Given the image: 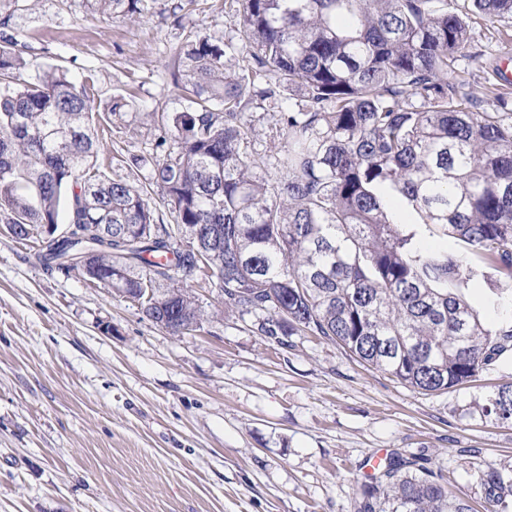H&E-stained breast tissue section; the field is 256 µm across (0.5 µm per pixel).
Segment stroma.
<instances>
[{"mask_svg": "<svg viewBox=\"0 0 512 512\" xmlns=\"http://www.w3.org/2000/svg\"><path fill=\"white\" fill-rule=\"evenodd\" d=\"M141 0L143 16L91 13L86 0H7L0 42L25 44L31 68L95 73L112 123L106 174L148 189L156 113L183 108L171 49L234 34L225 0ZM467 88L492 106L512 23L471 14ZM195 291L200 330L173 336L138 305L82 277L43 269L30 243L0 232V512H358L375 458L422 455L484 512L476 463L512 470V425L484 411L512 386V356L481 381L421 393L307 333L287 344L255 318L214 317L218 288Z\"/></svg>", "mask_w": 512, "mask_h": 512, "instance_id": "1", "label": "stroma"}]
</instances>
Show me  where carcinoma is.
I'll list each match as a JSON object with an SVG mask.
<instances>
[{"mask_svg": "<svg viewBox=\"0 0 512 512\" xmlns=\"http://www.w3.org/2000/svg\"><path fill=\"white\" fill-rule=\"evenodd\" d=\"M132 16L139 0H87ZM235 36L172 49L180 111L161 115L162 157L136 156L174 223L147 194L100 169L97 123L123 115L125 97L97 104L96 78L60 67L34 77L22 51L0 44V213L37 245L48 270L71 273L83 253L125 271L117 293L172 335L200 328L193 284L214 277L224 309L257 317L284 343L294 331L332 340L418 391L475 381L512 350V322L487 327L466 290L491 270L512 292V96L494 111L466 90L469 14L512 21V0H231ZM245 56V64L239 63ZM273 113L269 143L251 150L253 109ZM83 233L36 237L59 223ZM403 201L428 233L463 252L421 249L393 215ZM200 231L222 249L199 260L173 242ZM162 281L175 284L159 290ZM512 424V387L485 407ZM484 512H509L512 471L475 468ZM359 512H473L450 476L389 457L359 487Z\"/></svg>", "mask_w": 512, "mask_h": 512, "instance_id": "obj_1", "label": "carcinoma"}]
</instances>
